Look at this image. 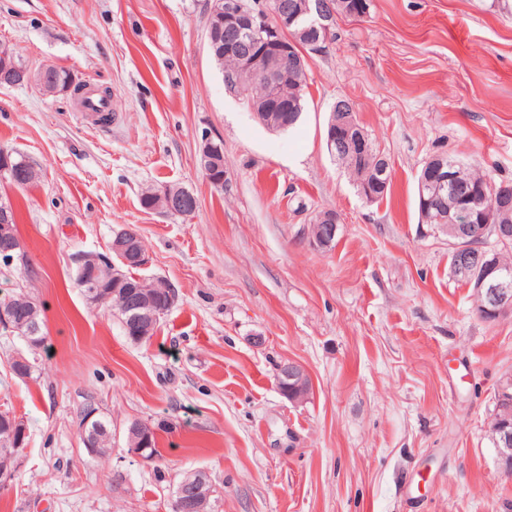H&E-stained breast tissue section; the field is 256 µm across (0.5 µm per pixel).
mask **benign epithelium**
<instances>
[{"label": "benign epithelium", "mask_w": 512, "mask_h": 512, "mask_svg": "<svg viewBox=\"0 0 512 512\" xmlns=\"http://www.w3.org/2000/svg\"><path fill=\"white\" fill-rule=\"evenodd\" d=\"M342 8L341 0H275L269 3L260 0L256 6L245 9L237 0H219L210 8L207 27V44L215 49L227 36L245 46L244 51L236 59L238 73L246 76L259 75L267 88L276 89L285 80L283 58L291 63H302L313 54L324 52L330 41L331 25ZM53 68L46 67L32 72L19 66L13 55L6 48L0 49V73L11 75V80L0 83L3 87H15L34 84L43 93L54 95L67 92L71 84H61L52 77ZM221 152L218 141L204 137L201 144L202 170L207 179L216 186L224 183V176L217 174L212 163L216 162L213 155ZM436 186V192L455 193L461 186V173L456 165L442 160H430L426 165V177L421 181L420 188ZM164 206L157 210L167 215H184V212L197 210L198 199L194 193L184 187L175 190L166 186L158 190ZM321 229L310 234V243L318 248L327 249L336 240L339 218L334 213L322 214L318 217ZM476 214L468 207L460 208L455 214L452 224L457 249L456 263L453 274L467 281L473 288L478 313L488 320H496L506 314H512V270L504 267L497 260L492 248L469 245L467 240L482 232L480 226L474 224ZM129 229L118 230L112 237L111 254L83 253L76 257L80 275H90L93 284L92 293L99 298H108L116 290L107 288L112 279L117 277L119 269L114 260L125 264L134 258L138 268L144 269L150 263V256L140 244L130 240ZM19 249L12 224L6 211L0 212V259L12 261L13 252ZM138 281L149 285L151 290L168 292L170 302H175L177 292L174 285L161 276L140 277ZM152 297L142 291H135L126 296L122 306L135 315H141L151 306ZM277 383L284 386L283 395L293 403L305 401L311 391L310 378L301 365L288 361L278 368ZM497 453L503 470L512 473V417L496 418L492 427ZM131 440L134 441L132 452L139 454L146 447L149 432L139 422L129 427Z\"/></svg>", "instance_id": "obj_1"}]
</instances>
